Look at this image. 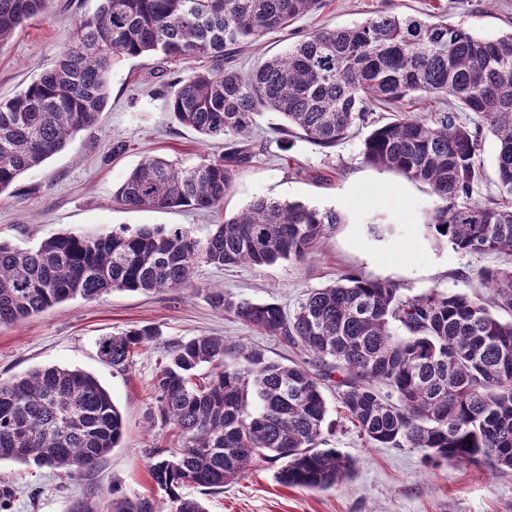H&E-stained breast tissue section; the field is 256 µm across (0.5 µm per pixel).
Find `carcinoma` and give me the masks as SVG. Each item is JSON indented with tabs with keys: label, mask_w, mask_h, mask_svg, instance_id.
Returning <instances> with one entry per match:
<instances>
[{
	"label": "carcinoma",
	"mask_w": 512,
	"mask_h": 512,
	"mask_svg": "<svg viewBox=\"0 0 512 512\" xmlns=\"http://www.w3.org/2000/svg\"><path fill=\"white\" fill-rule=\"evenodd\" d=\"M51 0H0V45ZM320 0H100L68 46L22 92L0 101V192L95 124L112 66L143 56L211 57L221 67L162 84L175 121L224 154L184 166L148 158L115 192L129 211L216 212L251 154L238 146L256 116L274 112L281 131L332 148L367 128L365 162L429 184L439 204L427 215L435 239L465 255H512V33L486 39L448 22L380 12L350 28L323 30L240 73L222 67L245 44L318 8ZM411 93L448 100L427 119L376 102ZM472 112L470 126L459 113ZM497 138V178L509 198L472 200L483 132ZM341 223L334 209L267 198L224 219L203 240L175 225L96 236L60 233L33 249L0 243V325H13L75 297L168 291L191 285L198 265L259 269L301 261ZM491 303L512 313V267L477 271ZM212 306L305 356L271 361L261 351L197 336L168 349L157 373V410L182 438L159 448L149 473L171 512H206L180 489L222 490L256 460L282 462L285 487L328 488L355 461L328 447L323 389L336 388L346 418L381 448H413L426 462L512 470V320L478 297L431 289L412 298L396 285L357 276L308 290L293 312L277 303L209 292ZM159 335L142 326L102 338L100 359L127 367ZM211 371L197 381L203 365ZM123 416L92 374L57 366L0 380V461L32 462L70 479L88 476L123 435ZM106 512H156L149 498L113 497Z\"/></svg>",
	"instance_id": "1"
}]
</instances>
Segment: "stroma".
<instances>
[{"instance_id": "35a3bbf8", "label": "stroma", "mask_w": 512, "mask_h": 512, "mask_svg": "<svg viewBox=\"0 0 512 512\" xmlns=\"http://www.w3.org/2000/svg\"><path fill=\"white\" fill-rule=\"evenodd\" d=\"M98 6L99 0H54L49 12L25 22L0 47V101L17 95L51 66L67 46L76 17ZM437 6L447 8L450 22L478 36L494 39L512 31V0H321L316 11L267 34L260 45L243 46L234 66L248 72L319 29L348 28L380 11L422 16ZM212 66L206 58L164 62L152 57L114 65L108 102L97 123L0 193V242L32 248L58 233L95 236L173 224L203 239L218 221L262 197L333 209L343 222L300 262L283 260L260 269L202 264L186 290H113L94 301L76 298L20 323L0 325V379L52 365L81 369L109 391L124 419L119 447L87 482L31 463L0 461V490L11 492L4 512H69L72 500L86 492L102 510L115 489L168 506L167 496L150 479L148 464L154 450L181 443L173 424L160 418L154 389L169 344L213 335L229 345L246 343L274 361L301 357L281 337L259 333L212 307L211 289L275 302L287 311L309 289L345 275L396 284L408 297L433 288L486 297L490 291L481 287L478 269L512 264L494 253L463 255L437 241L425 225L436 196L425 184L367 164L362 155L366 130H352L329 149L299 138L286 145L273 112L257 117L249 138L254 157L236 173L220 212L124 209L114 194L144 159L158 156L189 166L223 153L222 142L201 140L179 125L155 94L163 81ZM373 224L392 230L377 236L369 230ZM145 325L160 334L135 351L125 370H113L99 359L101 337ZM324 395L333 424L330 445L355 460L352 478L323 490L285 487L274 479L277 464L260 461L221 492L205 496L189 485L184 495L201 497L207 512H512L511 470L498 469L489 459L430 468L420 451L372 446L342 418L335 389L325 388Z\"/></svg>"}]
</instances>
